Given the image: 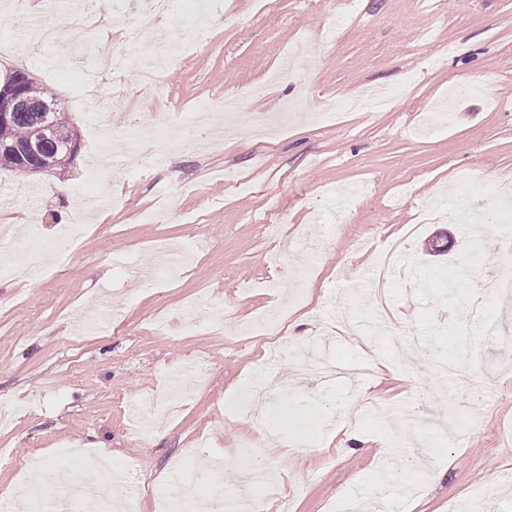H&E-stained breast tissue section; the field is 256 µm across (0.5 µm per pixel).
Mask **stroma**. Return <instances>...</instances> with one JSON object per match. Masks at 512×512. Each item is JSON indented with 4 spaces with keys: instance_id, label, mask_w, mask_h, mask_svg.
<instances>
[{
    "instance_id": "obj_1",
    "label": "stroma",
    "mask_w": 512,
    "mask_h": 512,
    "mask_svg": "<svg viewBox=\"0 0 512 512\" xmlns=\"http://www.w3.org/2000/svg\"><path fill=\"white\" fill-rule=\"evenodd\" d=\"M46 13L0 0V73L52 92L79 150L63 169L0 170L14 200L0 225L15 228L0 258L27 248L32 222L46 241L65 222L91 230L53 278L0 277V399L20 409L0 429L11 512H30L27 463L68 448L78 481L102 448L124 466L127 512H155L185 479L268 512H512V289L499 286L512 259L497 231L512 200V0H223L206 44L160 18H96L74 59L32 41ZM302 38L323 48L297 62L304 109L274 131L197 124L178 151L107 148L228 97L280 112L297 82L276 73ZM165 43L181 51L152 94L130 81L82 97L100 52L132 64ZM402 85L393 101L358 98ZM336 97L358 104L312 122ZM98 303L112 326L85 330ZM360 358L371 376H352ZM273 377L290 385L270 394L265 432L281 444L265 447L233 406ZM144 402L161 421L142 438L129 410ZM246 448L250 470L234 468Z\"/></svg>"
}]
</instances>
